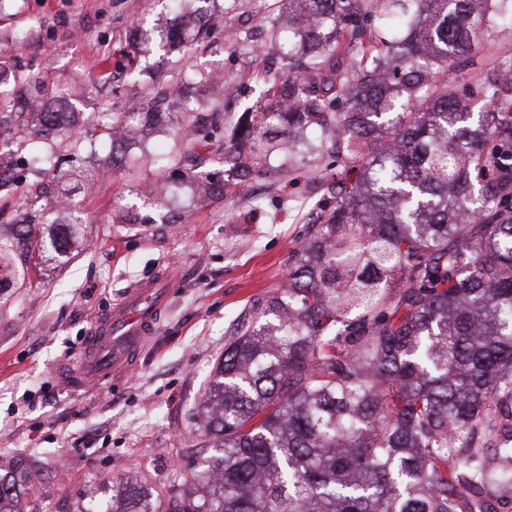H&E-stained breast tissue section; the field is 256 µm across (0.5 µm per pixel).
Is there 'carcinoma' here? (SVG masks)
Wrapping results in <instances>:
<instances>
[{"mask_svg": "<svg viewBox=\"0 0 512 512\" xmlns=\"http://www.w3.org/2000/svg\"><path fill=\"white\" fill-rule=\"evenodd\" d=\"M498 0H288V80L238 119L173 135L169 173L203 142L240 180L273 156H336L358 174L293 253L285 286L230 330L195 433L211 451L167 498L112 481L111 512H496L512 494V77L482 103L455 86ZM26 80L10 134L49 136L22 166L48 176L57 143L91 148ZM79 228L23 220L0 233V295L76 256ZM0 512H23L0 477Z\"/></svg>", "mask_w": 512, "mask_h": 512, "instance_id": "carcinoma-1", "label": "carcinoma"}]
</instances>
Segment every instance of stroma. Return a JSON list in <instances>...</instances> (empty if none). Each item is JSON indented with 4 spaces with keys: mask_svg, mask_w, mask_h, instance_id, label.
<instances>
[{
    "mask_svg": "<svg viewBox=\"0 0 512 512\" xmlns=\"http://www.w3.org/2000/svg\"><path fill=\"white\" fill-rule=\"evenodd\" d=\"M286 0H210L205 22L189 25L187 47L146 45L141 34L177 24L167 0H0V64L43 80L93 118L95 152L65 155L59 186L69 205L58 223L81 217L87 241L74 259L47 267L40 287L0 299V474L31 473L17 491L24 512H85L104 505L117 477L147 478L170 493L199 467L197 404L224 354L229 328L255 299L287 280L291 257L335 198L334 159L293 156L283 171L254 176V193L201 200L182 188L156 204L145 190L154 158L172 146L168 126L190 133L221 112L239 117L270 80L286 78L276 27ZM491 17L485 40L458 79L482 99L480 66L512 65V36ZM259 45L252 54L251 45ZM189 95L141 128L145 157L115 148L112 115L173 86ZM28 144L0 135V171L16 188L0 195V225L35 200L38 179L17 164ZM175 278V292L133 370L96 386L75 373L94 321L137 283Z\"/></svg>",
    "mask_w": 512,
    "mask_h": 512,
    "instance_id": "obj_1",
    "label": "stroma"
}]
</instances>
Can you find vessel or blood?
Masks as SVG:
<instances>
[{
  "mask_svg": "<svg viewBox=\"0 0 512 512\" xmlns=\"http://www.w3.org/2000/svg\"><path fill=\"white\" fill-rule=\"evenodd\" d=\"M170 276L145 280L96 321L79 363L83 382H100L132 365L172 297Z\"/></svg>",
  "mask_w": 512,
  "mask_h": 512,
  "instance_id": "1",
  "label": "vessel or blood"
}]
</instances>
